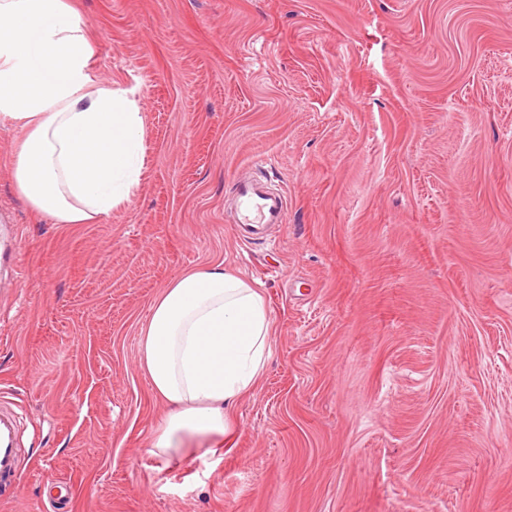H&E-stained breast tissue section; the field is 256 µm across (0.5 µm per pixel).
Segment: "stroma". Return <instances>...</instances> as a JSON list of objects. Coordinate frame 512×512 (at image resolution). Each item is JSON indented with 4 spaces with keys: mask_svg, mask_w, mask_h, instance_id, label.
Masks as SVG:
<instances>
[{
    "mask_svg": "<svg viewBox=\"0 0 512 512\" xmlns=\"http://www.w3.org/2000/svg\"><path fill=\"white\" fill-rule=\"evenodd\" d=\"M93 81L127 90L131 201L56 224L0 124V393L28 475L0 512H512V0H70ZM288 197L279 248L224 209L240 168ZM220 263L271 355L215 451L147 454L169 411L140 330Z\"/></svg>",
    "mask_w": 512,
    "mask_h": 512,
    "instance_id": "1",
    "label": "stroma"
}]
</instances>
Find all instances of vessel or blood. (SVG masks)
Returning a JSON list of instances; mask_svg holds the SVG:
<instances>
[{
  "label": "vessel or blood",
  "mask_w": 512,
  "mask_h": 512,
  "mask_svg": "<svg viewBox=\"0 0 512 512\" xmlns=\"http://www.w3.org/2000/svg\"><path fill=\"white\" fill-rule=\"evenodd\" d=\"M238 238L249 242L271 226L285 223L287 197L271 190L266 179L241 171L232 185ZM19 417L0 400V487H19L26 475L17 446Z\"/></svg>",
  "instance_id": "b4317fda"
}]
</instances>
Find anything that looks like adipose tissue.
<instances>
[{"instance_id":"adipose-tissue-1","label":"adipose tissue","mask_w":512,"mask_h":512,"mask_svg":"<svg viewBox=\"0 0 512 512\" xmlns=\"http://www.w3.org/2000/svg\"><path fill=\"white\" fill-rule=\"evenodd\" d=\"M86 24L68 0H0V123L25 130L15 192L57 224H91L129 202L144 160L142 119L126 91L95 85ZM262 294L222 264L183 274L153 300L141 368L171 410L150 442L173 458L216 443L270 349Z\"/></svg>"}]
</instances>
